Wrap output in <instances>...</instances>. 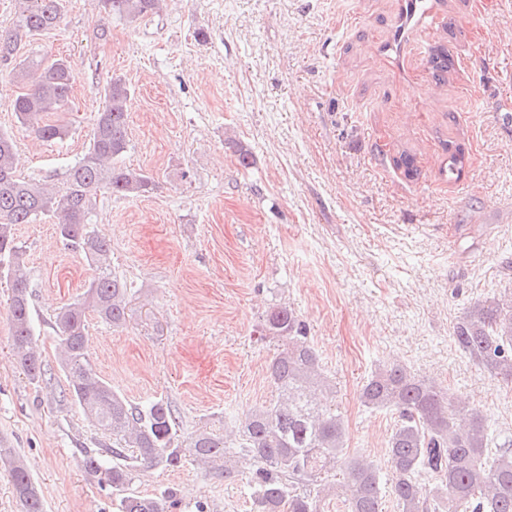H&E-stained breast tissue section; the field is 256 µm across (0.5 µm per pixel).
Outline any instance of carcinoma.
<instances>
[{
  "mask_svg": "<svg viewBox=\"0 0 512 512\" xmlns=\"http://www.w3.org/2000/svg\"><path fill=\"white\" fill-rule=\"evenodd\" d=\"M17 2L15 25L0 32V66L27 84L14 99L15 118L43 140L59 139L65 135L63 127L45 123L44 117L66 111L74 77L64 60L21 58L17 47L26 38L59 28L65 0ZM101 2L109 14L136 22L157 13L161 0ZM430 64L440 82L453 67L443 47L436 49ZM104 98L89 148L60 186L20 178L14 166L15 140L0 130V274L12 283V349L31 381H46L47 369L37 350L25 251L14 237L15 225L53 220L65 245L82 253L95 269L83 293L46 321L59 337V364L68 379L59 403L79 406L108 437L100 448L80 449V466L121 492L132 484L140 464L174 469L190 459L222 466L224 477L232 478L244 463L249 465L255 512H321L326 485L319 474L340 462L343 474L336 495L343 497L345 512H381V469L344 452L343 420L315 396V388L327 383L319 354L304 322L287 306L270 308L259 325L261 337L284 342L268 365L276 397L253 408L231 435L205 429L185 446L169 402L133 404L95 371L86 347L88 315L121 328L133 296L130 285L112 271L109 244L93 228L98 191L126 198L155 187L152 176L120 162L129 145L130 92L122 79L107 81ZM467 161L463 145L448 146V178L460 177ZM452 340L475 364L512 381V291L475 301L455 323ZM360 399L368 409L398 413L387 441L398 512H512V436H504L497 453L491 454L492 440L479 410L457 403L443 388L395 363L371 373ZM0 461L8 462L25 512H43L39 491L13 449L0 448ZM168 498L166 493L125 495L120 512H166Z\"/></svg>",
  "mask_w": 512,
  "mask_h": 512,
  "instance_id": "carcinoma-1",
  "label": "carcinoma"
}]
</instances>
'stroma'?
<instances>
[{
	"label": "stroma",
	"instance_id": "stroma-1",
	"mask_svg": "<svg viewBox=\"0 0 512 512\" xmlns=\"http://www.w3.org/2000/svg\"><path fill=\"white\" fill-rule=\"evenodd\" d=\"M165 0L129 22L99 0H69L58 30L30 51L66 58L68 111L45 141L18 124L13 77H0V129L17 142L23 177L61 183L86 152L102 86L131 89L125 165L157 187L99 192L96 230L134 289L127 324L90 319L93 368L133 403L168 400L182 437L219 428L274 397L267 365L278 340L255 333L269 307L293 308L336 384L331 407L346 451L387 466L395 414L360 400L389 362L436 381L512 434V382L457 351L454 324L478 299L512 289V0ZM111 30L96 39L99 25ZM454 56L432 82L436 46ZM464 174L444 176L446 144ZM250 150L241 166L239 147ZM416 158L406 178L393 159ZM40 317L72 301L92 267L54 224H19ZM0 279V444L30 472L44 512H119L120 493L77 464L100 432L57 370L58 339L37 328L50 388L16 363ZM172 491L168 512H253L251 490L223 469L142 466L130 493Z\"/></svg>",
	"mask_w": 512,
	"mask_h": 512
}]
</instances>
